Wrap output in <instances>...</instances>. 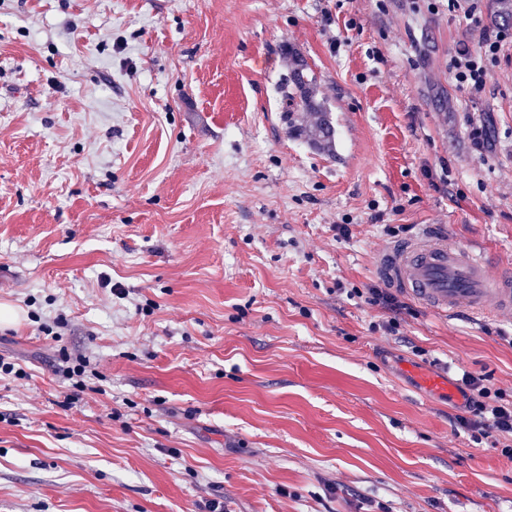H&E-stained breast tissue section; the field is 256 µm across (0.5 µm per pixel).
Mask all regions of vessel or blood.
<instances>
[{
	"label": "vessel or blood",
	"instance_id": "b4317fda",
	"mask_svg": "<svg viewBox=\"0 0 512 512\" xmlns=\"http://www.w3.org/2000/svg\"><path fill=\"white\" fill-rule=\"evenodd\" d=\"M382 280L445 314L493 318L512 312V277L493 273L484 254L423 233L393 242L376 260Z\"/></svg>",
	"mask_w": 512,
	"mask_h": 512
}]
</instances>
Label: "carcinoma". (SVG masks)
<instances>
[{"mask_svg": "<svg viewBox=\"0 0 512 512\" xmlns=\"http://www.w3.org/2000/svg\"><path fill=\"white\" fill-rule=\"evenodd\" d=\"M281 91L287 106L309 114L307 126H291L292 133L305 140L311 147L334 154L335 128L324 101L317 97V80L308 65L298 56H292V64L283 79Z\"/></svg>", "mask_w": 512, "mask_h": 512, "instance_id": "carcinoma-1", "label": "carcinoma"}]
</instances>
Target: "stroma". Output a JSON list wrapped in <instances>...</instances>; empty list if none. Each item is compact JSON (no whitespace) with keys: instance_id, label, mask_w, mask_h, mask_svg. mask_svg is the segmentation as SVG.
Masks as SVG:
<instances>
[{"instance_id":"1","label":"stroma","mask_w":512,"mask_h":512,"mask_svg":"<svg viewBox=\"0 0 512 512\" xmlns=\"http://www.w3.org/2000/svg\"><path fill=\"white\" fill-rule=\"evenodd\" d=\"M473 3L0 0V512H512L451 421L460 369L512 399V316L345 295L423 231L512 270V49L448 70L512 25ZM291 50L333 155L282 119ZM507 35L504 32H496L494 35L485 33L483 35L484 52L481 54L471 53L468 49L460 50L451 59V71L455 80L475 94L482 92L487 83L488 68L486 56H497L507 42ZM483 53V55H482ZM367 304L372 306H380L394 314H399L405 305L397 300L391 293L382 290V288H370L365 296Z\"/></svg>"}]
</instances>
